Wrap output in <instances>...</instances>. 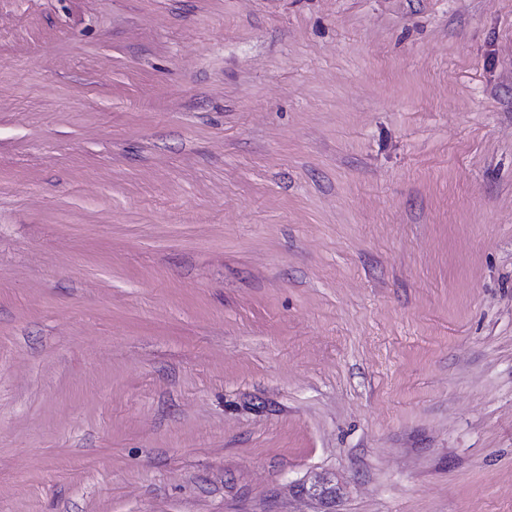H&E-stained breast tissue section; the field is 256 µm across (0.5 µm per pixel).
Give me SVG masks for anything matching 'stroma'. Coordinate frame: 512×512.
<instances>
[{"label": "stroma", "mask_w": 512, "mask_h": 512, "mask_svg": "<svg viewBox=\"0 0 512 512\" xmlns=\"http://www.w3.org/2000/svg\"><path fill=\"white\" fill-rule=\"evenodd\" d=\"M0 512H512V0H0Z\"/></svg>", "instance_id": "stroma-1"}]
</instances>
